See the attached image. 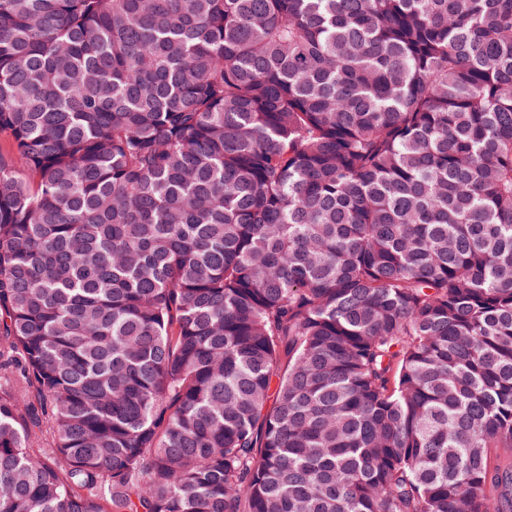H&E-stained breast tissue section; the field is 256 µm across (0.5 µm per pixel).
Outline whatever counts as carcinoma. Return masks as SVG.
I'll return each mask as SVG.
<instances>
[{"label":"carcinoma","instance_id":"obj_1","mask_svg":"<svg viewBox=\"0 0 512 512\" xmlns=\"http://www.w3.org/2000/svg\"><path fill=\"white\" fill-rule=\"evenodd\" d=\"M1 130L0 512H512V0H0Z\"/></svg>","mask_w":512,"mask_h":512}]
</instances>
